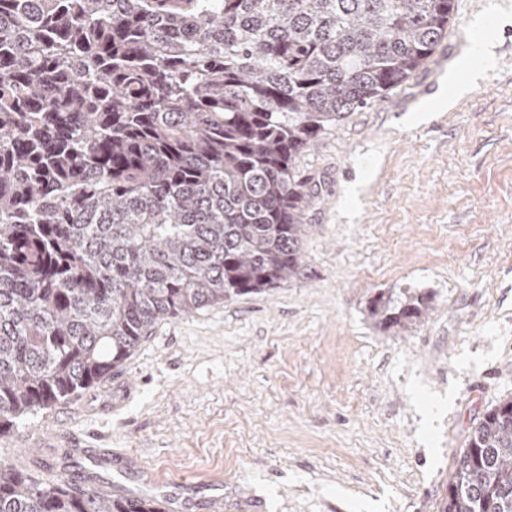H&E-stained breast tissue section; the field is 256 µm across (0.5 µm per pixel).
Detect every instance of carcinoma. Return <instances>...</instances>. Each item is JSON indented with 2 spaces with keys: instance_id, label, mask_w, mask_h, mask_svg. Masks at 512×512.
<instances>
[{
  "instance_id": "carcinoma-1",
  "label": "carcinoma",
  "mask_w": 512,
  "mask_h": 512,
  "mask_svg": "<svg viewBox=\"0 0 512 512\" xmlns=\"http://www.w3.org/2000/svg\"><path fill=\"white\" fill-rule=\"evenodd\" d=\"M453 0H0V437L157 322L298 277L299 155L435 51ZM423 302L379 295L389 328ZM0 512H160L0 462ZM443 512H512V399Z\"/></svg>"
}]
</instances>
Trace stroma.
<instances>
[{"instance_id":"stroma-1","label":"stroma","mask_w":512,"mask_h":512,"mask_svg":"<svg viewBox=\"0 0 512 512\" xmlns=\"http://www.w3.org/2000/svg\"><path fill=\"white\" fill-rule=\"evenodd\" d=\"M408 80L298 159L310 188L298 279L157 323L93 388L0 438V461L58 468L43 431L144 466L209 512H441L472 422L512 398V0H454ZM500 27L467 91L432 109ZM425 296L383 328L378 295ZM131 396L105 415L111 389ZM492 24L484 19H478L474 24V32L477 38L474 41L473 55L479 59L480 66H488L491 63V57L487 52V45L492 39Z\"/></svg>"}]
</instances>
